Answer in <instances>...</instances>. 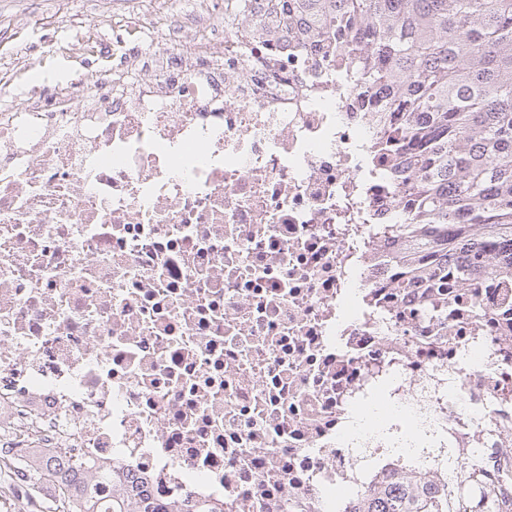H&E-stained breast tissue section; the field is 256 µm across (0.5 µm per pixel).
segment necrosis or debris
<instances>
[{
  "instance_id": "obj_1",
  "label": "necrosis or debris",
  "mask_w": 512,
  "mask_h": 512,
  "mask_svg": "<svg viewBox=\"0 0 512 512\" xmlns=\"http://www.w3.org/2000/svg\"><path fill=\"white\" fill-rule=\"evenodd\" d=\"M0 112V443L107 466L167 512H360L512 447V276L449 287L393 259L416 207L319 42L201 41Z\"/></svg>"
}]
</instances>
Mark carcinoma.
I'll list each match as a JSON object with an SVG mask.
<instances>
[{
	"mask_svg": "<svg viewBox=\"0 0 512 512\" xmlns=\"http://www.w3.org/2000/svg\"><path fill=\"white\" fill-rule=\"evenodd\" d=\"M225 0L243 52L261 40L323 41L364 94L384 87L377 147L388 177L407 184L425 224L409 235L396 287L430 289L448 314V282L512 274V0ZM32 486L56 491L52 512H96L95 487L74 471L43 472ZM112 512H162L137 480ZM362 512H512V460L492 477L464 456L453 490L387 482Z\"/></svg>",
	"mask_w": 512,
	"mask_h": 512,
	"instance_id": "cac0c4a2",
	"label": "carcinoma"
}]
</instances>
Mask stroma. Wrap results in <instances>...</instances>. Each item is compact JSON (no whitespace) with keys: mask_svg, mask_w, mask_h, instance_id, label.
I'll list each match as a JSON object with an SVG mask.
<instances>
[{"mask_svg":"<svg viewBox=\"0 0 512 512\" xmlns=\"http://www.w3.org/2000/svg\"><path fill=\"white\" fill-rule=\"evenodd\" d=\"M0 24L14 32L0 45V111L21 107L33 87L112 69L162 37L160 29L127 24L121 14L96 21L91 0H0ZM52 43L59 52H44Z\"/></svg>","mask_w":512,"mask_h":512,"instance_id":"stroma-1","label":"stroma"}]
</instances>
